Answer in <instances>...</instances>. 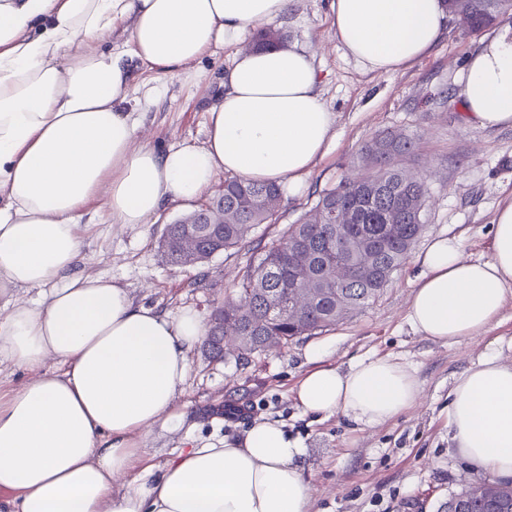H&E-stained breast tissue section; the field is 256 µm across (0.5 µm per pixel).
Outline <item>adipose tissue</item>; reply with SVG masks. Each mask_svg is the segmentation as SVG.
Here are the masks:
<instances>
[{
  "instance_id": "ef3b65f1",
  "label": "adipose tissue",
  "mask_w": 512,
  "mask_h": 512,
  "mask_svg": "<svg viewBox=\"0 0 512 512\" xmlns=\"http://www.w3.org/2000/svg\"><path fill=\"white\" fill-rule=\"evenodd\" d=\"M292 0H0V363L30 371L0 388V512H309L305 447L282 424L182 450L160 474L134 470L154 428H180L175 404L206 327L136 303L112 280L75 274L86 225L104 199L116 224H145L168 202L197 199L218 177L300 187L325 157L336 115L313 54L295 44L237 53L208 110L205 146L160 152L138 143L121 111L132 75L99 40L130 22L131 55L179 74L220 43L285 17ZM331 30L367 72L393 74L442 39L445 0H330ZM463 118L512 127V23L497 27L460 75ZM487 260H463L439 237L408 320L448 343L491 327L512 297V202L492 222ZM33 290L17 303L14 292ZM54 368H46L47 356ZM322 347L294 394L304 412L372 428L421 398L414 371L389 357L343 370ZM456 453L512 479V365L489 356L448 392Z\"/></svg>"
}]
</instances>
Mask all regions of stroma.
Returning a JSON list of instances; mask_svg holds the SVG:
<instances>
[{"mask_svg": "<svg viewBox=\"0 0 512 512\" xmlns=\"http://www.w3.org/2000/svg\"><path fill=\"white\" fill-rule=\"evenodd\" d=\"M287 43L308 48L320 72L322 98L336 118V137L325 158L295 193H283L280 219L258 225L248 248L215 256L194 267L170 266L160 247L168 224L196 205L221 196L216 180L196 202L169 203L147 224H116L103 201H95L83 223L89 224L75 270L104 276L128 288L136 302L170 314L185 309L209 318L214 307L234 298L235 285L251 257L278 240L318 198L319 192L350 174V160L362 143L393 132L417 143L414 168L428 188L424 230L413 257L393 273L388 286L362 311L312 336L251 355L210 360L202 348L189 356V377L176 403L188 407L185 425L155 429L146 439V464L162 468L187 439L215 442L242 432L255 420L279 421L298 436L311 486L310 512H445L464 486L479 479L475 468L456 457L448 429V391L465 369L487 355L512 363V298L493 327L474 337L443 344L417 333L407 313L421 267L416 253L438 236L457 239L464 258L488 259L491 222L512 199V128L482 129L463 120L458 74L490 28L474 32L458 18L429 56L395 74L362 71L339 48L330 28L327 0H293L276 25ZM251 38L212 47L180 75H165L132 60V103L140 112L139 140L165 149L204 146L207 108L234 54L251 47ZM157 92L154 104L141 108L145 89ZM319 345L328 363L345 369L368 356H388L414 369L422 397L417 406L390 422L364 428L332 416L303 412L293 388L308 369L306 351Z\"/></svg>", "mask_w": 512, "mask_h": 512, "instance_id": "35a3bbf8", "label": "stroma"}]
</instances>
